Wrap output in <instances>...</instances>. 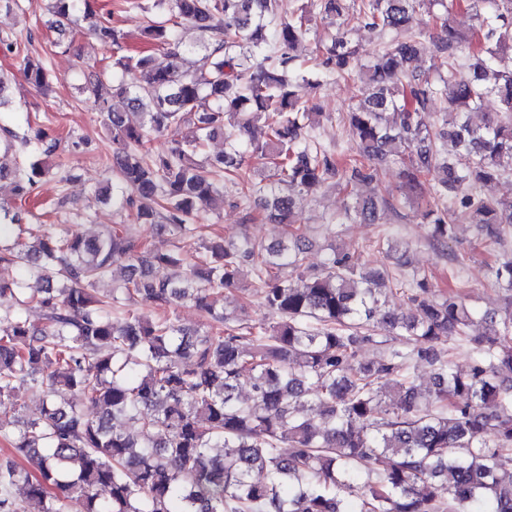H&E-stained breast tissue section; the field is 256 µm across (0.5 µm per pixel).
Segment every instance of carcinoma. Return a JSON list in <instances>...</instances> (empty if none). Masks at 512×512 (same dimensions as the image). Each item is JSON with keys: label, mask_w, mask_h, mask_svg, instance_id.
Instances as JSON below:
<instances>
[{"label": "carcinoma", "mask_w": 512, "mask_h": 512, "mask_svg": "<svg viewBox=\"0 0 512 512\" xmlns=\"http://www.w3.org/2000/svg\"><path fill=\"white\" fill-rule=\"evenodd\" d=\"M468 2L473 38L448 18ZM160 11L143 29L147 49L110 67L83 71L101 123L112 139L115 183L106 203L129 208L140 224L174 238L155 250L129 224L87 234L63 225L23 226L22 211L0 202V262L27 281L0 283V405L21 406L43 393L40 416L19 420L15 457L0 460V512H512V308L478 337L480 356L466 369L443 351L471 340L476 323L462 294L436 293L410 268L407 247L377 241L396 257V271L360 266L332 253L319 269L304 264L306 235L297 223L311 194L333 180L352 199L346 219L375 224L384 196L352 197L379 182L381 165L407 156L405 201L418 202L422 181L439 173L419 207L429 241L445 246L457 223L499 242L512 224V201L483 188L512 171V0H153ZM50 27L76 34L81 23L120 45L121 33L100 21L92 0H47ZM356 23L399 39L357 67L346 36L326 48L325 66L341 77L361 72L360 95L347 113L355 151L343 160L316 136L319 112L307 104L309 79L289 53L306 32L308 14ZM440 22L437 78L419 71L424 17ZM190 25L204 32L200 58L187 64L177 37ZM168 50L164 66L150 49ZM24 78L49 86L50 70L25 58ZM0 76V179L16 199L31 197L49 173L57 141L39 130L20 133ZM126 108L120 112L114 101ZM441 127L423 123L434 103ZM496 104L481 127L469 113ZM166 137L151 153V134ZM224 137L228 150L203 153ZM272 171L254 182L239 151ZM22 151L26 165L7 161ZM254 200L250 221L284 228L267 244L243 237L208 238L195 223L226 199ZM254 279L241 282L243 268ZM58 270V277L50 271ZM109 294L96 285L115 272ZM512 291V260L491 269ZM229 290L257 294L277 315L255 323L241 303H217ZM402 294L407 313L389 304ZM163 308L191 302L206 317L193 330L173 314L156 319L132 309L137 300ZM42 311V324L25 316ZM386 332L384 340L373 329ZM384 343L380 355L361 349ZM426 361L434 382L424 392L412 364ZM32 464L28 469L16 461ZM355 506L345 493L360 479Z\"/></svg>", "instance_id": "cac0c4a2"}]
</instances>
